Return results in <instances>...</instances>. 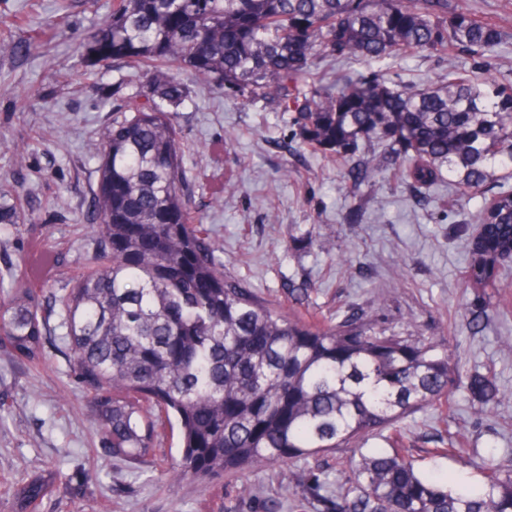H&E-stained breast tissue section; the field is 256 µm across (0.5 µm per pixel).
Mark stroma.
Wrapping results in <instances>:
<instances>
[{"mask_svg": "<svg viewBox=\"0 0 512 512\" xmlns=\"http://www.w3.org/2000/svg\"><path fill=\"white\" fill-rule=\"evenodd\" d=\"M111 0H0V39L16 49L0 53V141L24 145L28 158L15 166L0 150V192L21 203L31 221L0 230V299L33 248L53 250L61 269L85 263L94 241L98 161L90 146L140 89L138 64L115 61L84 74L75 47ZM499 26L503 43L485 57L456 53L410 54L387 60L383 77L435 85L449 66L512 83V0H448ZM186 148L183 181L203 214L228 274L283 312L311 313L340 322L356 310L375 309L393 292L394 321L448 347L462 374H495L503 393L491 414L474 413L456 392L453 414L469 447L481 455L512 452V314L469 325L463 314L475 303L462 286L474 215L486 193L512 189V180L487 184L484 193L453 195L447 183L417 192L392 171L360 186L348 165L301 146L294 115L262 95L242 99L208 86H193L174 117ZM237 192L224 191L226 180ZM224 197L211 207L213 195ZM333 238L331 250L312 241V229ZM52 336L37 367L9 364L0 356V512H12L9 487L41 467L61 472L65 485L39 512H96L108 498L112 512H290L284 487L294 474L318 468L336 474V454L302 458L253 475L254 490L240 498V473L203 484L169 485L153 463L126 466L106 455L87 412V397L61 353L64 328L51 320ZM404 445L424 474L464 487L481 473L457 458H435L448 445L439 410L429 407L403 424Z\"/></svg>", "mask_w": 512, "mask_h": 512, "instance_id": "obj_1", "label": "stroma"}]
</instances>
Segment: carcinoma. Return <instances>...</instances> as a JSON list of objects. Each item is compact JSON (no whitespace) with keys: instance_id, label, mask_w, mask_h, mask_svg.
<instances>
[{"instance_id":"cac0c4a2","label":"carcinoma","mask_w":512,"mask_h":512,"mask_svg":"<svg viewBox=\"0 0 512 512\" xmlns=\"http://www.w3.org/2000/svg\"><path fill=\"white\" fill-rule=\"evenodd\" d=\"M500 29L448 0H112L82 39L89 69L127 60L143 68L128 115L93 147L99 161L96 253L53 292L36 280L55 268L40 251L0 301L3 354L43 359L57 316L87 412L115 459L162 462L169 481L209 482L232 470L287 465L334 454L390 432L389 447L357 448L336 462V482L319 469L296 475L295 507L314 512H512V460L482 459V483L457 488L421 473L399 446L403 421L428 408L452 409L465 389L476 414L501 402L494 376L462 382L448 353L376 312L336 324L287 316L224 272L209 230L192 215L182 180L184 149L174 114L193 82L244 98L268 95L296 113L301 144L339 158L363 142L403 159V181L428 187L445 176L477 192L497 173L512 179V85L448 67V81L395 84L377 74H341L307 86L316 59L350 58L379 67L397 55L456 51L488 56ZM17 204L0 202V224H21ZM481 248L470 249L464 287L481 312L504 307L512 259V192L483 201L474 217ZM177 456L161 458L165 431ZM434 457L469 454L460 434ZM63 485L41 468L12 484L13 512H35Z\"/></svg>"}]
</instances>
